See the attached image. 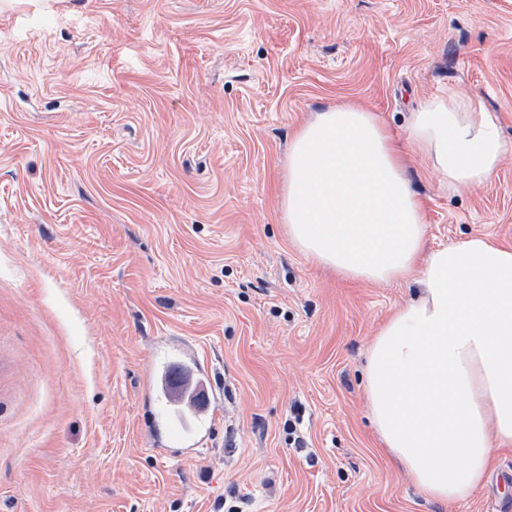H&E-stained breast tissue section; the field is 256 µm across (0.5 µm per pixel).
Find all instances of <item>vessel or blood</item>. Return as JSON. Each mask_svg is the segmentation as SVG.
I'll return each instance as SVG.
<instances>
[{
    "mask_svg": "<svg viewBox=\"0 0 512 512\" xmlns=\"http://www.w3.org/2000/svg\"><path fill=\"white\" fill-rule=\"evenodd\" d=\"M199 366L196 351L178 343L173 355L153 368L154 389L162 400L159 414L183 448L201 445L211 412L221 400L210 376Z\"/></svg>",
    "mask_w": 512,
    "mask_h": 512,
    "instance_id": "vessel-or-blood-1",
    "label": "vessel or blood"
}]
</instances>
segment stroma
<instances>
[{"label":"stroma","instance_id":"1","mask_svg":"<svg viewBox=\"0 0 512 512\" xmlns=\"http://www.w3.org/2000/svg\"><path fill=\"white\" fill-rule=\"evenodd\" d=\"M460 86L512 140V0H0V512H512V454L460 503L382 449L368 347L416 287L290 241V141L354 104L404 138ZM408 176L430 245L512 247V154L450 192ZM175 341L223 396L157 452Z\"/></svg>","mask_w":512,"mask_h":512}]
</instances>
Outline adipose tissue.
<instances>
[{
	"mask_svg": "<svg viewBox=\"0 0 512 512\" xmlns=\"http://www.w3.org/2000/svg\"><path fill=\"white\" fill-rule=\"evenodd\" d=\"M512 153L477 94L452 87L413 112L404 139L366 109L320 113L293 136L280 207L291 242L345 280H416L369 347L371 420L430 500L478 489L512 450V248L476 235L428 246L406 174L422 156L448 190L490 182Z\"/></svg>",
	"mask_w": 512,
	"mask_h": 512,
	"instance_id": "1",
	"label": "adipose tissue"
}]
</instances>
